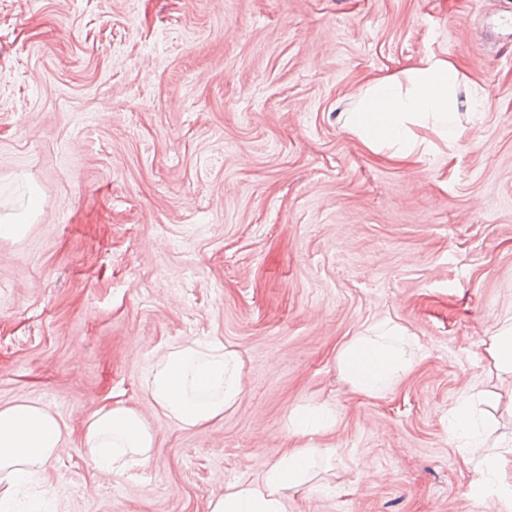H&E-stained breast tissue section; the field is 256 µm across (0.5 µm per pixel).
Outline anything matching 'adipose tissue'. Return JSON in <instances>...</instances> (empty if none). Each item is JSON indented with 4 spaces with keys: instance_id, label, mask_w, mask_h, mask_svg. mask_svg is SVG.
<instances>
[{
    "instance_id": "1",
    "label": "adipose tissue",
    "mask_w": 512,
    "mask_h": 512,
    "mask_svg": "<svg viewBox=\"0 0 512 512\" xmlns=\"http://www.w3.org/2000/svg\"><path fill=\"white\" fill-rule=\"evenodd\" d=\"M458 68L428 54L401 74L374 79L365 88L346 125L373 152L390 151L406 159L423 152L412 125H430L447 146L460 138ZM371 336L351 339L339 352L340 374L359 393L377 396L392 388L411 368L399 330L380 323ZM244 361L237 350L198 341L170 346L144 379L153 406L181 429L222 418L242 394ZM94 469L117 477L133 465H148L154 434L135 410L121 405L100 409L82 435ZM67 448L59 420L34 403L0 408V512H16L12 487L35 480L42 466ZM317 449L285 453L263 469L258 482L235 483L208 504L209 512H288V490L310 481Z\"/></svg>"
}]
</instances>
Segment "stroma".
I'll return each mask as SVG.
<instances>
[{
  "label": "stroma",
  "instance_id": "35a3bbf8",
  "mask_svg": "<svg viewBox=\"0 0 512 512\" xmlns=\"http://www.w3.org/2000/svg\"><path fill=\"white\" fill-rule=\"evenodd\" d=\"M430 52L479 101L457 145L372 152L345 127L367 79ZM30 208L0 239V408L45 407L69 446L19 496L208 512L310 445L289 512H489L467 488L495 452L512 483V376L484 346L512 313V0H0V216ZM383 321L414 363L369 397L337 354ZM190 340L236 349L243 393L181 429L143 382ZM469 397L489 428L459 448ZM115 404L155 442L104 479L82 433ZM315 404L335 426L289 433ZM476 431V422L468 405L463 404L456 408L450 421L449 438L470 439Z\"/></svg>",
  "mask_w": 512,
  "mask_h": 512
}]
</instances>
